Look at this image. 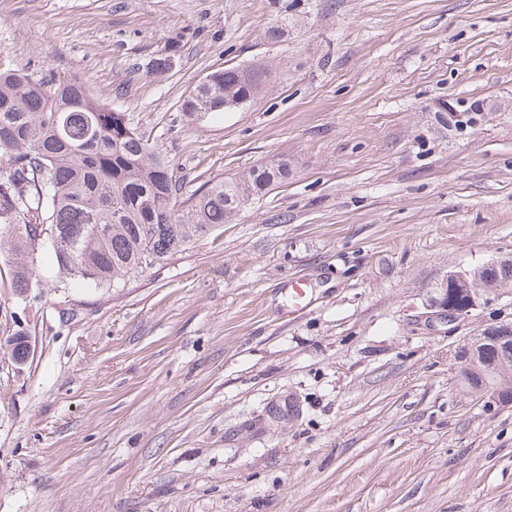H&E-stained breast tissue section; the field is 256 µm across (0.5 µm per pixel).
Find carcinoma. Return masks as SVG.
<instances>
[{
  "label": "carcinoma",
  "instance_id": "obj_1",
  "mask_svg": "<svg viewBox=\"0 0 512 512\" xmlns=\"http://www.w3.org/2000/svg\"><path fill=\"white\" fill-rule=\"evenodd\" d=\"M270 81L261 65L213 70L182 109L235 112ZM288 173L286 160L267 163L182 199L169 163L127 113L75 78L0 69V254L14 259L22 292L37 284L30 247L41 226L54 234L59 275L115 290L233 221ZM481 281L512 287V264Z\"/></svg>",
  "mask_w": 512,
  "mask_h": 512
}]
</instances>
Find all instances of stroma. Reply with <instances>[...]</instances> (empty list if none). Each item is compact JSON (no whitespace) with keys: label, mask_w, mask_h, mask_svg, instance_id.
<instances>
[{"label":"stroma","mask_w":512,"mask_h":512,"mask_svg":"<svg viewBox=\"0 0 512 512\" xmlns=\"http://www.w3.org/2000/svg\"><path fill=\"white\" fill-rule=\"evenodd\" d=\"M250 64L243 110L182 111ZM1 66L130 114L183 194L290 175L114 292L0 257V512H512V405L456 364L512 289L432 306L512 257V0H0ZM271 77L261 65L213 70L190 91L182 109L190 116L244 109L270 84ZM448 283L452 286V288L448 286V291H450L451 288L455 294L467 297V303L465 305L450 303L443 295H438L433 299L432 306L440 311L444 321L448 323L455 322L465 315H468L472 310L487 303L492 295L501 290L482 285L477 279L473 278V272L471 270L448 272L444 281V287L447 286Z\"/></svg>","instance_id":"obj_1"}]
</instances>
